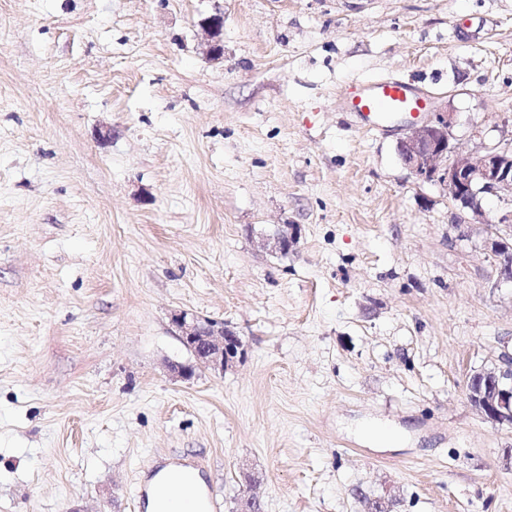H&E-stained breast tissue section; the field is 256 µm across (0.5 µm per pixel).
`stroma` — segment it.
<instances>
[{
	"mask_svg": "<svg viewBox=\"0 0 512 512\" xmlns=\"http://www.w3.org/2000/svg\"><path fill=\"white\" fill-rule=\"evenodd\" d=\"M384 76L494 146L512 0H0V512H146L158 464L220 512H512V426L465 396L512 283L404 121L344 110ZM180 310L244 356L173 377ZM205 26L209 37L207 55L212 60H220L224 56V44L221 37L224 17L221 14L212 15L205 20Z\"/></svg>",
	"mask_w": 512,
	"mask_h": 512,
	"instance_id": "35a3bbf8",
	"label": "stroma"
}]
</instances>
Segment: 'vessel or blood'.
Returning <instances> with one entry per match:
<instances>
[{
  "label": "vessel or blood",
  "instance_id": "b4317fda",
  "mask_svg": "<svg viewBox=\"0 0 512 512\" xmlns=\"http://www.w3.org/2000/svg\"><path fill=\"white\" fill-rule=\"evenodd\" d=\"M427 102L408 83L392 77H381L351 87L344 98L346 111L356 114L369 129L383 131L392 123L394 116L405 120L419 119ZM179 481L185 493L179 503L182 512H218L214 498L193 496V478L190 472H182Z\"/></svg>",
  "mask_w": 512,
  "mask_h": 512
}]
</instances>
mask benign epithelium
<instances>
[{
  "instance_id": "1",
  "label": "benign epithelium",
  "mask_w": 512,
  "mask_h": 512,
  "mask_svg": "<svg viewBox=\"0 0 512 512\" xmlns=\"http://www.w3.org/2000/svg\"><path fill=\"white\" fill-rule=\"evenodd\" d=\"M208 34L207 55L212 60L224 56L222 31L224 17L215 14L205 20ZM456 113L444 106L427 120L408 124L406 137L398 144V154L407 169L420 181H437L448 192V200L473 216L483 215L480 196L488 194L512 199V133L477 156L464 154L452 142ZM486 240L497 268L496 284L512 282V212L496 224L484 225ZM298 240V227L286 225L274 236L281 253L292 249ZM178 336L194 358L192 364L172 363L170 372L181 379L191 378L196 368L218 373L242 353L241 341L224 324L203 322L187 311L171 316ZM468 401L487 421L512 425V357L501 358L492 368L472 373L467 381Z\"/></svg>"
}]
</instances>
